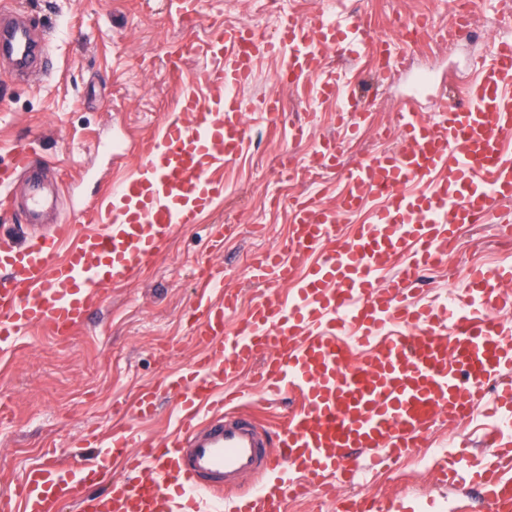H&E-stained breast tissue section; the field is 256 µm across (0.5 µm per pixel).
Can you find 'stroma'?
<instances>
[{
	"mask_svg": "<svg viewBox=\"0 0 512 512\" xmlns=\"http://www.w3.org/2000/svg\"><path fill=\"white\" fill-rule=\"evenodd\" d=\"M23 2L50 40V74L34 86L0 72V163L8 162L14 142L26 140L37 158L54 167L61 198L49 216L53 224L73 221L75 207L88 206L132 169L138 146L176 112L181 86L167 76L168 56L181 55L190 74L204 63L196 45L212 30L244 23L271 37L277 25L267 0H198L191 27L175 13L171 0ZM323 2L285 0V7L303 18L324 13L341 24L363 14L380 35L390 34L398 14L426 13L437 26L449 20L441 0H333L328 11ZM489 48L486 38L469 36L435 54L422 46L404 47L396 75L379 89L364 133L355 138L338 123L335 105L316 102L314 82L277 86L275 76L288 62L287 51L259 59L240 94L253 103L280 91L288 118L276 123L248 111L250 139L217 174L224 183L223 198L197 223L177 231L135 281L104 288L101 308L72 336L57 339L39 328L0 354V494L12 489L22 470L41 463L44 449H54L62 459L92 458L96 450L85 441L87 432L106 433L128 424L125 411L137 391L157 385L194 357L197 348L186 312L196 300L203 267L223 265L225 286L239 290L243 299L260 294L247 267L256 255L284 244L289 228L288 211L271 205V194L283 187L289 196L313 194L328 202L341 181L335 170L282 185L277 157L291 151L306 158L323 136L342 142L347 160L380 152L387 146L380 130H395L397 106L412 94L416 81L424 78L431 86L418 102L427 119L433 97L472 76ZM295 124L307 127L299 142L290 137ZM225 224L236 225L237 232L218 253L213 240ZM497 238L495 225L471 226L446 265L434 269L425 297L461 291L462 279H449L448 268L466 270L471 247H479L484 263L503 265ZM487 427L479 410L458 425L438 422L431 435L420 438L416 456L395 472L368 471L357 485L330 492L305 487L288 501L287 512H336V500L345 494L381 500L387 512H457L461 501L474 498V490L440 486L422 461L451 443L467 444L476 456H484Z\"/></svg>",
	"mask_w": 512,
	"mask_h": 512,
	"instance_id": "stroma-1",
	"label": "stroma"
}]
</instances>
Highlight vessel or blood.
Returning <instances> with one entry per match:
<instances>
[{
    "label": "vessel or blood",
    "instance_id": "obj_1",
    "mask_svg": "<svg viewBox=\"0 0 512 512\" xmlns=\"http://www.w3.org/2000/svg\"><path fill=\"white\" fill-rule=\"evenodd\" d=\"M371 44L375 68L394 76V42L370 24L341 26L291 15L274 40L245 26L218 28L200 47L206 61L184 89L177 113L140 145L138 162L93 205L92 225L41 224L49 204L32 177L22 209L34 236L0 250V350L44 326L71 336L98 309L101 289L121 286L155 261L185 225L197 223L224 193L216 171L247 139L245 103L237 91L256 60L288 48L296 81L316 78V95L345 99L338 117L359 131L370 110L344 93L323 67L322 52L347 55ZM49 53L23 17L19 0H0V63L15 79L39 84ZM214 97L202 102L197 84ZM512 38L499 39L464 95L449 94L437 117L421 120L412 100L398 108V145L344 169L335 205L313 196L289 203L292 226L284 246L255 256L251 280L263 296L240 309V293L223 286V269H208L191 313L198 353L141 389L136 421L158 413L160 392L176 402V434L142 437L119 427L95 435L90 460H50L27 469L0 496V512H284L295 478L323 487L348 485L360 474L353 449H373L381 463L413 454L438 419L463 420L484 403L491 380L497 399L512 406V324L500 318L512 295V267L467 270L464 296L421 303L423 271L446 263L459 227L496 224V206L512 200ZM342 146L319 138L306 164L285 156L289 177L335 169ZM32 163L29 143L12 147L0 166V189ZM370 210L368 223L337 234L341 217ZM394 275H387L389 264ZM287 294H280V287ZM253 367L252 389L267 401L291 393L294 412L277 429L243 411L234 384ZM128 465L112 475L115 461ZM443 480L478 487L488 512H512V479L473 469L466 450L442 456ZM106 489L95 492L94 487Z\"/></svg>",
    "mask_w": 512,
    "mask_h": 512
}]
</instances>
